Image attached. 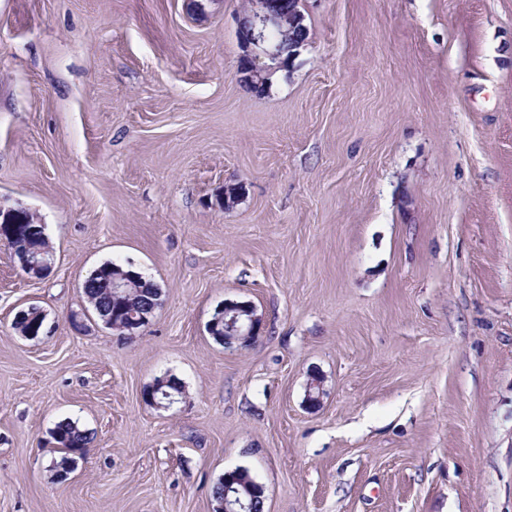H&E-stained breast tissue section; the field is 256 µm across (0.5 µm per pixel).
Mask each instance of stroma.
<instances>
[{
    "instance_id": "stroma-1",
    "label": "stroma",
    "mask_w": 512,
    "mask_h": 512,
    "mask_svg": "<svg viewBox=\"0 0 512 512\" xmlns=\"http://www.w3.org/2000/svg\"><path fill=\"white\" fill-rule=\"evenodd\" d=\"M242 7L0 0V213L55 249L34 281L0 244V512H213L237 468L265 512H512V0H301L260 94ZM112 259L161 289L130 339L82 293ZM216 311V330L224 317V335L212 336L216 342L224 345L223 340L226 339L234 343L233 348L240 349L258 340L260 319L251 302L224 300ZM219 337H222V341ZM50 434L57 445V453L59 454L51 461L55 463L56 468H61L69 473L74 468L73 464L77 457L90 443V435L87 430L70 420L59 422Z\"/></svg>"
}]
</instances>
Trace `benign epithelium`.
Listing matches in <instances>:
<instances>
[{
  "label": "benign epithelium",
  "instance_id": "benign-epithelium-1",
  "mask_svg": "<svg viewBox=\"0 0 512 512\" xmlns=\"http://www.w3.org/2000/svg\"><path fill=\"white\" fill-rule=\"evenodd\" d=\"M246 14L251 23L238 18L239 41L243 49L242 60L246 66L245 77L255 83L274 72L286 70L294 61L303 41L286 31H299L304 27V15H284L272 0H247ZM0 242L11 250L13 255L27 257L26 275L32 280L46 277L54 263L53 254L32 246L18 235L14 225L6 222L0 225ZM137 273L119 270L112 275V299L121 302L127 289L133 286ZM216 323H224V339L234 343V347L254 344L259 337L260 319L249 301L226 300L217 308ZM154 309H142L127 315L122 329L126 336H134L149 325Z\"/></svg>",
  "mask_w": 512,
  "mask_h": 512
}]
</instances>
